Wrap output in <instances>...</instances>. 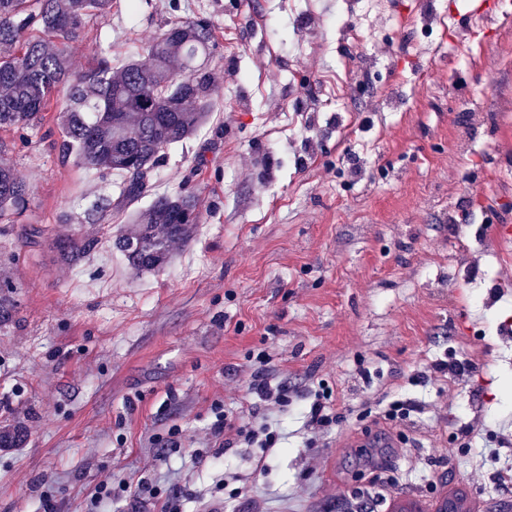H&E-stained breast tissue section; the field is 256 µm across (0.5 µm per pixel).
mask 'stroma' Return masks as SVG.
<instances>
[{"mask_svg":"<svg viewBox=\"0 0 512 512\" xmlns=\"http://www.w3.org/2000/svg\"><path fill=\"white\" fill-rule=\"evenodd\" d=\"M113 0L69 42L74 70L143 48L169 0ZM495 0H181L215 33V108L172 146L152 191L193 190L201 222L165 271L134 275L110 229L146 208L119 203V174L61 161L55 93L38 134L0 135V159L32 201L0 224V426L24 447L0 455V512H85L99 479L136 487L175 474L187 512H384L386 492L457 484L489 512L512 501L492 455L512 421V242L483 253L475 225H512V23L453 20ZM373 39L353 46L352 25ZM118 205L104 223L95 195ZM98 238L64 265L53 243ZM300 395L279 414L280 447L209 443L224 398L247 392L258 353ZM467 360L464 383L427 378ZM336 416L327 447L303 430L312 391ZM415 409L403 422L386 410ZM482 431L467 427L472 409ZM181 447L164 449L171 434ZM202 454L193 463L192 451Z\"/></svg>","mask_w":512,"mask_h":512,"instance_id":"35a3bbf8","label":"stroma"}]
</instances>
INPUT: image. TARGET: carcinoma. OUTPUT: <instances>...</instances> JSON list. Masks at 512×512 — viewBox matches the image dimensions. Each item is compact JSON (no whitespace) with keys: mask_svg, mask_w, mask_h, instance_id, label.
I'll list each match as a JSON object with an SVG mask.
<instances>
[{"mask_svg":"<svg viewBox=\"0 0 512 512\" xmlns=\"http://www.w3.org/2000/svg\"><path fill=\"white\" fill-rule=\"evenodd\" d=\"M111 9L112 0H0V132L39 129L52 95L64 92L66 105L57 116L63 157L121 174L120 198L132 202L150 191L165 151L211 115L213 32L204 17L168 21L146 44L148 61L134 58L114 71L103 56L73 71L65 43ZM30 200L29 186L1 162L0 223L21 216ZM200 220L195 193L183 187L155 196L112 245L132 270L158 273ZM96 246L80 228L54 242L64 262L84 259Z\"/></svg>","mask_w":512,"mask_h":512,"instance_id":"1","label":"carcinoma"}]
</instances>
